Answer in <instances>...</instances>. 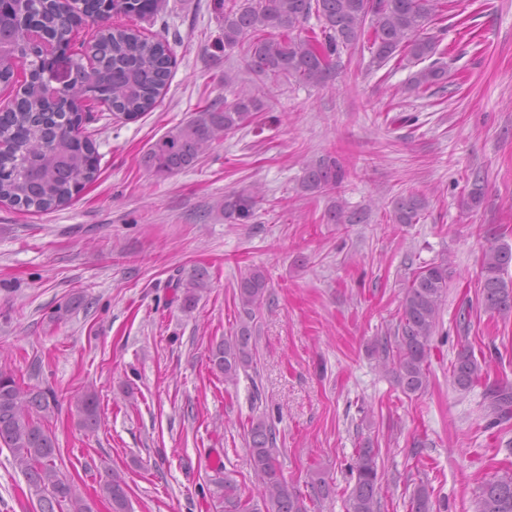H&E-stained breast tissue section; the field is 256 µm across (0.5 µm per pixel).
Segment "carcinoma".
<instances>
[{
    "instance_id": "cac0c4a2",
    "label": "carcinoma",
    "mask_w": 512,
    "mask_h": 512,
    "mask_svg": "<svg viewBox=\"0 0 512 512\" xmlns=\"http://www.w3.org/2000/svg\"><path fill=\"white\" fill-rule=\"evenodd\" d=\"M162 0H0V86L13 96L0 109V202L30 213H44L68 204L87 184L99 177L100 159L95 142L85 133L95 105L128 119L151 111L167 85L174 63L169 43L138 29L112 22L115 15L145 19L157 13ZM444 0H214L224 20L223 50L239 49L253 75L247 90L231 100L215 102L196 112L156 140L144 156L145 166L163 178L194 167L200 153L224 135L251 125L265 109L269 87L283 81L327 87L334 85L342 67V52L356 47L365 26L372 28L370 50L378 67L395 60L430 65L410 78L413 90L426 94L444 83L448 69L436 58L438 40L426 33L442 11ZM320 33L306 34L311 19ZM55 38L62 52H71L74 77L60 101L49 100L46 66L31 61L19 77L11 63L28 45L30 23ZM95 26L93 44L74 41L85 23ZM97 65L83 64L87 49ZM340 162L326 156L310 164L302 179L304 191L314 195L339 192L343 182ZM483 200V186L474 181L462 197L472 210ZM259 205L258 194L243 188L224 196V219L248 223ZM427 209L416 193L397 198L392 205L395 224H417ZM328 224H359L363 217L336 202L325 213ZM488 246L481 264V299L486 312H512V280L504 278L512 266V247L498 243L497 231H486ZM181 307L194 308L210 288L203 267L177 280ZM448 293V258L419 268L403 289L400 315L394 330L376 338L373 353L392 366L406 394L423 392L429 382L430 345L440 322ZM235 298L246 320L238 331L211 346L212 368L235 382L253 364L250 345L253 316L269 300L268 280L259 268L241 274ZM490 360L475 355L469 344L460 346L451 362L453 386L469 392L488 375ZM486 417L494 426L512 417V386L484 392ZM83 428L94 430L100 420L98 395L91 389L69 398ZM60 406L58 392L38 384L26 387L7 371H0V445L12 455L39 502L40 512H93L73 481L58 467L61 452L49 427ZM276 429L265 417L251 422L247 446L255 477L257 499H242L238 486L217 470L211 494L224 504V512H308L301 493L288 483L276 456ZM349 472L355 483L347 512H381L383 475L370 442L359 443ZM310 496L319 501L331 489L319 473L310 475ZM112 512H129L125 478L113 471L99 484ZM429 482L415 486L410 512H433ZM475 512H512V472L506 470L483 480L475 497Z\"/></svg>"
}]
</instances>
